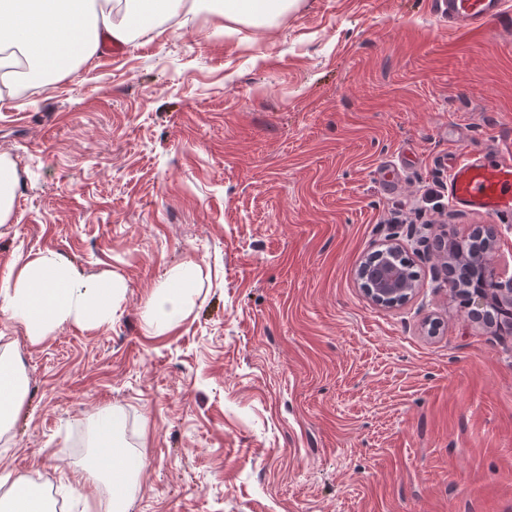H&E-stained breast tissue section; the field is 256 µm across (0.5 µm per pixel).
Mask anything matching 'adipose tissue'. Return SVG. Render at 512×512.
Returning a JSON list of instances; mask_svg holds the SVG:
<instances>
[{"label": "adipose tissue", "instance_id": "adipose-tissue-1", "mask_svg": "<svg viewBox=\"0 0 512 512\" xmlns=\"http://www.w3.org/2000/svg\"><path fill=\"white\" fill-rule=\"evenodd\" d=\"M296 0H0V30L18 41L25 62L17 73L13 60L0 58V101L12 97L18 81L30 86L48 77L71 73L95 54L99 41L126 44L150 29L153 21L187 27L199 10L220 21L257 30L286 16ZM199 267L188 262L155 286L144 304V317L153 328L168 329L188 314ZM126 292L125 283L110 274L85 276L61 255L45 252L0 274V312L23 326L31 343L66 323L88 328L110 321ZM27 381L20 362L0 352V434L20 415ZM124 417L120 410L95 414L94 452L86 475L103 481L112 491L104 502H84L82 512H128L137 480L148 466L142 452L119 437Z\"/></svg>", "mask_w": 512, "mask_h": 512}]
</instances>
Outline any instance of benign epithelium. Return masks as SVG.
Returning <instances> with one entry per match:
<instances>
[{
    "label": "benign epithelium",
    "mask_w": 512,
    "mask_h": 512,
    "mask_svg": "<svg viewBox=\"0 0 512 512\" xmlns=\"http://www.w3.org/2000/svg\"><path fill=\"white\" fill-rule=\"evenodd\" d=\"M486 229L489 234V247L477 262L483 264L492 287L477 295V305L481 306V309L471 312V319L491 324L493 310L512 308V276H503L491 262L490 256L497 246V233L492 224L486 225ZM455 244V255L450 257L444 251V239H436L437 253L443 258L440 270L448 273V288L452 292L457 291L460 283L456 277L457 269L471 262L467 251V240L457 239ZM356 276L363 285L368 299L373 304L384 308L397 307L406 303L418 289V284L410 275L409 269L392 262L374 263L370 266L363 262L358 266Z\"/></svg>",
    "instance_id": "7a95c632"
}]
</instances>
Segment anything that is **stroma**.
<instances>
[{
  "mask_svg": "<svg viewBox=\"0 0 512 512\" xmlns=\"http://www.w3.org/2000/svg\"><path fill=\"white\" fill-rule=\"evenodd\" d=\"M510 145L512 20L463 35L431 0H299L258 42L202 11L18 85L0 273L52 250L126 294L36 345L0 314L28 384L0 474L68 512L116 407L149 459L128 512H512V331L468 319L432 247L483 223L448 201L449 153ZM391 240L419 289L385 309L356 270ZM189 261L187 317L150 330ZM198 271L193 262L182 264L168 280L155 286L144 304V317L150 327L168 329L186 318Z\"/></svg>",
  "mask_w": 512,
  "mask_h": 512,
  "instance_id": "1",
  "label": "stroma"
}]
</instances>
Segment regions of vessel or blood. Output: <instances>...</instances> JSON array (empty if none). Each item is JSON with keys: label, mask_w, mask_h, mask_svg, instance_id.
<instances>
[{"label": "vessel or blood", "mask_w": 512, "mask_h": 512, "mask_svg": "<svg viewBox=\"0 0 512 512\" xmlns=\"http://www.w3.org/2000/svg\"><path fill=\"white\" fill-rule=\"evenodd\" d=\"M449 29L480 32L512 16V0H431ZM448 198L472 215L495 219L512 214V152L502 156L462 153L448 168Z\"/></svg>", "instance_id": "obj_1"}]
</instances>
